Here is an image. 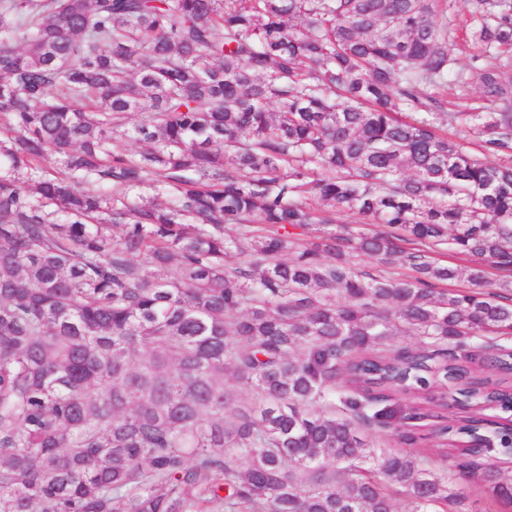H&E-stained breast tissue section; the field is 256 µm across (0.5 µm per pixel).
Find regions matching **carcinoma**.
I'll use <instances>...</instances> for the list:
<instances>
[{"label":"carcinoma","instance_id":"carcinoma-1","mask_svg":"<svg viewBox=\"0 0 512 512\" xmlns=\"http://www.w3.org/2000/svg\"><path fill=\"white\" fill-rule=\"evenodd\" d=\"M471 3L474 72L445 0H0V512H512V431L451 411L512 412V0ZM430 400L431 448L360 430ZM448 78V89L446 98L448 100V111L450 112H471L470 107L480 104V90L477 84L471 83L466 91H461Z\"/></svg>","mask_w":512,"mask_h":512}]
</instances>
